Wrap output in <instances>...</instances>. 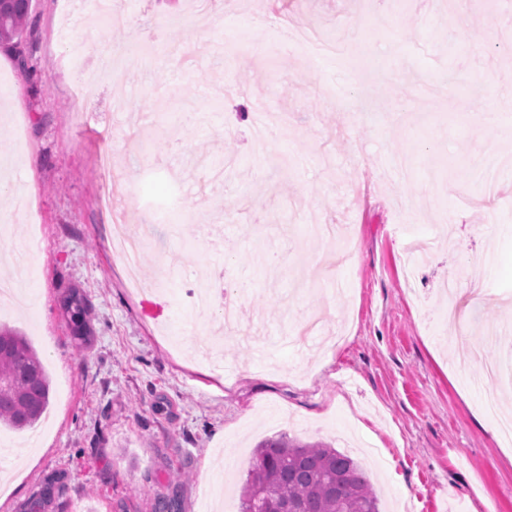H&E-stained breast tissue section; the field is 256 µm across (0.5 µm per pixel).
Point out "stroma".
<instances>
[{"instance_id":"obj_1","label":"stroma","mask_w":512,"mask_h":512,"mask_svg":"<svg viewBox=\"0 0 512 512\" xmlns=\"http://www.w3.org/2000/svg\"><path fill=\"white\" fill-rule=\"evenodd\" d=\"M32 0L34 71L0 49V246L44 238L22 286L27 306L0 313L47 368L50 403L0 450V512L67 474L54 512H238L254 447L280 435L380 449L362 466L381 512H512V446L490 439L479 377L459 337H512V177L496 202L463 210L456 189L496 144L512 154V6L504 0H390L391 19L359 0ZM369 35L375 68L280 52L281 29ZM461 46L445 54L446 39ZM133 51L120 84L74 90L80 66ZM440 95L424 91L437 71ZM363 73L388 121L352 102ZM497 106L499 128L475 114ZM111 191L110 206L97 198ZM163 206L153 224L147 209ZM144 231L130 298L112 224ZM355 237L352 263L295 291L315 265L310 224ZM422 246L407 283L405 243ZM282 255L273 266L270 254ZM240 295L249 340L219 308L196 317L186 274ZM85 300L86 341L66 303Z\"/></svg>"}]
</instances>
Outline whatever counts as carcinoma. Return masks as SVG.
<instances>
[{
	"label": "carcinoma",
	"mask_w": 512,
	"mask_h": 512,
	"mask_svg": "<svg viewBox=\"0 0 512 512\" xmlns=\"http://www.w3.org/2000/svg\"><path fill=\"white\" fill-rule=\"evenodd\" d=\"M33 21L31 0H5L0 6V48L10 52L19 67L29 65L23 43ZM77 339L83 336L82 301L67 303ZM50 384L42 360L23 334L0 327V426L22 430L33 426L47 410ZM64 478L49 477L39 500L20 512H46L56 485ZM240 512H380L379 499L349 455L325 443L302 444L280 436L262 442L254 457Z\"/></svg>",
	"instance_id": "carcinoma-1"
}]
</instances>
